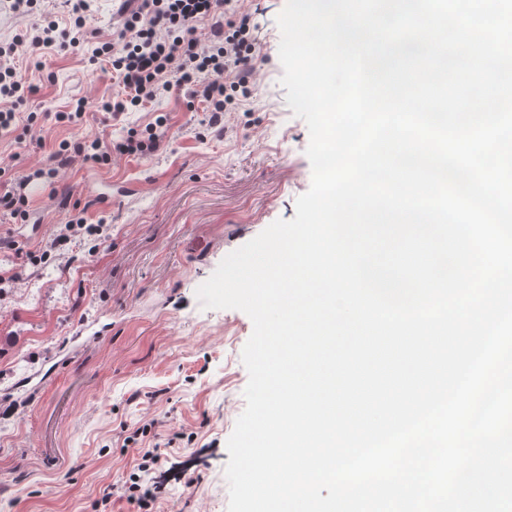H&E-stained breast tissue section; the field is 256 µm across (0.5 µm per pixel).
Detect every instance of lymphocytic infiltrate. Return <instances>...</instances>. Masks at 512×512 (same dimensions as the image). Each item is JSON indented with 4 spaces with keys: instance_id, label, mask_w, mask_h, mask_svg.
I'll list each match as a JSON object with an SVG mask.
<instances>
[{
    "instance_id": "1",
    "label": "lymphocytic infiltrate",
    "mask_w": 512,
    "mask_h": 512,
    "mask_svg": "<svg viewBox=\"0 0 512 512\" xmlns=\"http://www.w3.org/2000/svg\"><path fill=\"white\" fill-rule=\"evenodd\" d=\"M66 2L70 6L68 29H60L49 20L21 29L12 42L0 44L1 135L11 133L15 120L12 107L28 92L16 64L18 48L40 51L63 40L74 47L84 41L89 0ZM205 22L210 25L208 33L198 35L199 25ZM262 57L251 16L240 11L235 0H141L136 8L125 10L111 39L99 42L93 50L94 60L111 65L122 86L120 94L103 103L104 111L117 116L184 87L206 103L214 123L234 111L239 98L249 95ZM166 122L165 116H158L144 134L128 136L113 145L85 137L72 151L62 142L50 157L65 167L79 157L107 164L116 155L148 156L158 150ZM160 464L159 454L144 452L137 474L120 487L121 495L140 512H148L152 504L147 482Z\"/></svg>"
}]
</instances>
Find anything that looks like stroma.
Returning a JSON list of instances; mask_svg holds the SVG:
<instances>
[{"label":"stroma","instance_id":"1","mask_svg":"<svg viewBox=\"0 0 512 512\" xmlns=\"http://www.w3.org/2000/svg\"><path fill=\"white\" fill-rule=\"evenodd\" d=\"M285 5L245 0L265 57L250 97L220 128L185 89L117 117L91 110L81 125L56 122L77 99L119 89L90 62L112 33L116 0H93L83 50L20 52L31 92L15 132L0 137V161L6 181L40 192L24 221L0 215V271L21 276L0 294V512H94L147 449L163 460L151 512H227L226 444L246 406L242 350L253 323L203 308L196 291L229 253L294 218L311 186L309 130L280 83ZM46 17L69 26L59 0H39L26 17L1 12L0 42ZM31 112L41 115V153L28 146ZM161 113L169 128L152 156L50 166L46 152L60 141L116 142ZM76 202L88 223L106 221L107 240L29 264L25 252L41 250Z\"/></svg>","mask_w":512,"mask_h":512}]
</instances>
